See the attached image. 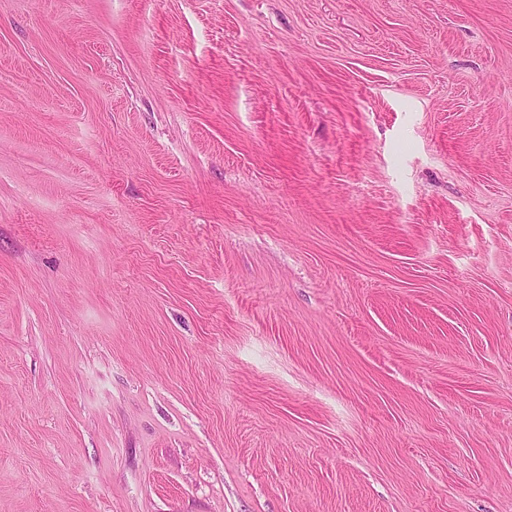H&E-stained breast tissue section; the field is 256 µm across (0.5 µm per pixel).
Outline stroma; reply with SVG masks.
<instances>
[{"mask_svg":"<svg viewBox=\"0 0 512 512\" xmlns=\"http://www.w3.org/2000/svg\"><path fill=\"white\" fill-rule=\"evenodd\" d=\"M0 512H512V0H0Z\"/></svg>","mask_w":512,"mask_h":512,"instance_id":"1","label":"stroma"}]
</instances>
